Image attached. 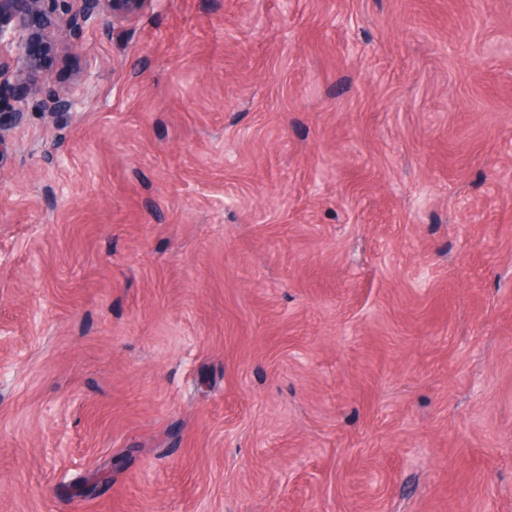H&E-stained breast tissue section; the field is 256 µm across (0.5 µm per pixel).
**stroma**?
I'll list each match as a JSON object with an SVG mask.
<instances>
[{
    "mask_svg": "<svg viewBox=\"0 0 512 512\" xmlns=\"http://www.w3.org/2000/svg\"><path fill=\"white\" fill-rule=\"evenodd\" d=\"M0 165V512H512V0H149Z\"/></svg>",
    "mask_w": 512,
    "mask_h": 512,
    "instance_id": "stroma-1",
    "label": "stroma"
}]
</instances>
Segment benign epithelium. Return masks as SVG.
I'll list each match as a JSON object with an SVG mask.
<instances>
[{
	"label": "benign epithelium",
	"mask_w": 512,
	"mask_h": 512,
	"mask_svg": "<svg viewBox=\"0 0 512 512\" xmlns=\"http://www.w3.org/2000/svg\"><path fill=\"white\" fill-rule=\"evenodd\" d=\"M149 0H0V51L9 48L16 54V65L0 59V89L15 83L40 95H15L0 98V157L6 148L9 131L24 117L38 110L53 122L58 115L74 109L77 100L57 93L40 62L30 54L37 41L53 46L74 41L85 29L119 28L134 21Z\"/></svg>",
	"instance_id": "7a95c632"
}]
</instances>
